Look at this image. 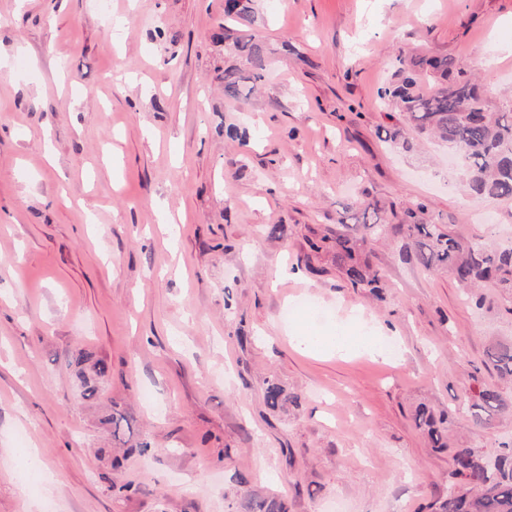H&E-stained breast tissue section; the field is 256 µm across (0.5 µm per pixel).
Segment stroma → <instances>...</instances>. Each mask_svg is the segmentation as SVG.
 <instances>
[{
	"mask_svg": "<svg viewBox=\"0 0 512 512\" xmlns=\"http://www.w3.org/2000/svg\"><path fill=\"white\" fill-rule=\"evenodd\" d=\"M252 7L271 75L230 104L224 0H0V512H422L450 460L419 408L453 446L512 439V383L484 365L512 297L471 305L397 219L421 203L422 223L510 247L512 199L470 196L446 143L377 133L401 53L455 57L511 111L512 0ZM346 234L379 295L309 248ZM83 349L108 367L90 400ZM478 384L506 404L488 426L459 410ZM416 421L419 425L424 424L428 427L427 433L434 446V448H448V437L445 436L446 430L443 427L437 426V423L430 411L427 408H420L416 413Z\"/></svg>",
	"mask_w": 512,
	"mask_h": 512,
	"instance_id": "stroma-1",
	"label": "stroma"
}]
</instances>
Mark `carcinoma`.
Returning a JSON list of instances; mask_svg holds the SVG:
<instances>
[{
    "mask_svg": "<svg viewBox=\"0 0 512 512\" xmlns=\"http://www.w3.org/2000/svg\"><path fill=\"white\" fill-rule=\"evenodd\" d=\"M228 26L224 40L230 42L234 61L224 66V96L248 98L265 81L270 67L265 45L248 33L252 22L251 0L234 2L224 10ZM395 81L380 90V98L412 129L431 133L455 147L466 160L465 179L470 190L491 198L512 199V113L492 112L479 89L460 79L457 59L448 55L397 57ZM407 231L417 245V260L426 269L444 267L467 289L492 283L503 296H512V249L491 248L483 243L464 242L440 231L435 224L413 221ZM363 239H336V259L343 265L354 288L376 293L380 277L368 261L360 258ZM487 359L502 379L512 380V343L499 342L487 351ZM77 364L92 363V375L83 376L84 396L96 393V380L105 376L107 365L87 351ZM267 404L277 409L286 401L283 389L271 382L265 391ZM463 405L482 424L505 408L496 386H483L475 397L465 396ZM416 421L428 427L436 448L448 447L445 429L438 426L424 407ZM452 481L446 494L427 505L430 512H512V442H503L491 458L477 455L471 448H457L452 457ZM252 512H287L275 497L253 500Z\"/></svg>",
    "mask_w": 512,
    "mask_h": 512,
    "instance_id": "carcinoma-1",
    "label": "carcinoma"
}]
</instances>
